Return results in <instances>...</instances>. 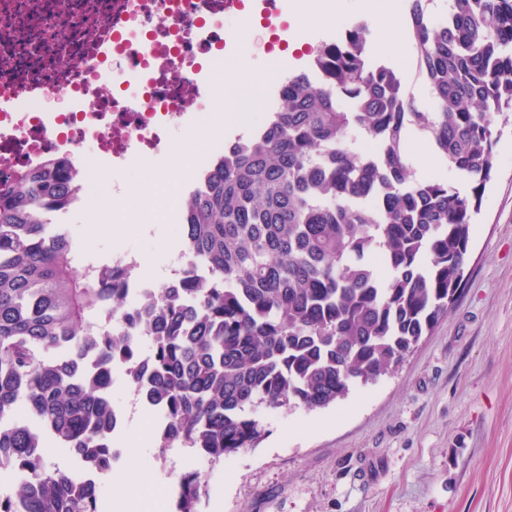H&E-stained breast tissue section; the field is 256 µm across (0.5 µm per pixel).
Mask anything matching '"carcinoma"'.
<instances>
[{
    "instance_id": "1",
    "label": "carcinoma",
    "mask_w": 512,
    "mask_h": 512,
    "mask_svg": "<svg viewBox=\"0 0 512 512\" xmlns=\"http://www.w3.org/2000/svg\"><path fill=\"white\" fill-rule=\"evenodd\" d=\"M407 2L433 111L372 60L365 25L321 44L322 83L283 81L279 108L189 194L188 263L143 308L122 288L128 270L81 264L71 231L46 221L80 190L68 162L0 183V469L14 475L0 512H101L93 477L118 457L117 367L160 415V452L220 461L259 445L261 412L323 409L388 374L455 303L492 177V118L512 112V0H448L436 26L428 0ZM350 127L375 150L349 144ZM413 131L468 189L416 179ZM57 445L91 480L47 466ZM204 491L183 475L178 512H198Z\"/></svg>"
}]
</instances>
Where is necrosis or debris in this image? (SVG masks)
Here are the masks:
<instances>
[{
    "instance_id": "4bbe7bcc",
    "label": "necrosis or debris",
    "mask_w": 512,
    "mask_h": 512,
    "mask_svg": "<svg viewBox=\"0 0 512 512\" xmlns=\"http://www.w3.org/2000/svg\"><path fill=\"white\" fill-rule=\"evenodd\" d=\"M276 28L245 0H0V181L51 154L84 180L73 208L93 211L111 173L152 181L182 139L200 175L224 149L225 60Z\"/></svg>"
}]
</instances>
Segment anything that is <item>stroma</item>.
<instances>
[{"label": "stroma", "instance_id": "1", "mask_svg": "<svg viewBox=\"0 0 512 512\" xmlns=\"http://www.w3.org/2000/svg\"><path fill=\"white\" fill-rule=\"evenodd\" d=\"M371 5L333 0L338 25L290 27L287 56L255 45L226 62L231 73L247 67L270 76L266 98L244 101L239 123L224 127L225 139L262 125L278 105L274 88L284 72L309 69L313 49L342 39ZM370 55L399 75L420 111H431L430 88L410 66L416 54L409 43L395 54ZM493 123L503 134L471 226L464 284L401 364L326 409L263 413L261 443L216 463L192 448L162 453L145 441L147 410L115 372L112 401L121 426L112 445L122 456L100 483L105 501L121 493V476L144 474L163 491L167 512H177L179 478L195 472L206 487L200 512H512V125L499 117ZM121 208L116 223L76 212L64 222L89 259L127 249L143 277L164 283L158 258L163 245H183L179 218H159L149 191L122 199Z\"/></svg>", "mask_w": 512, "mask_h": 512}]
</instances>
